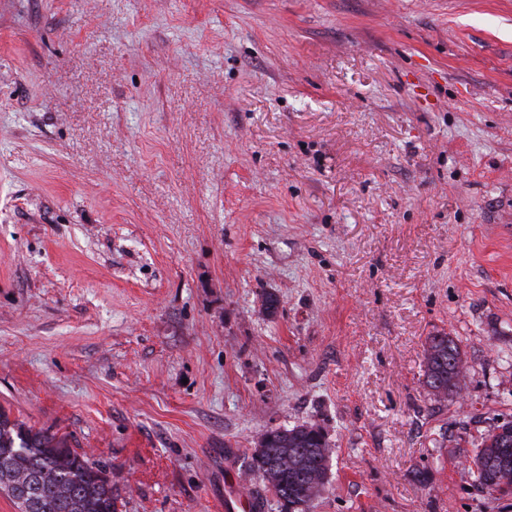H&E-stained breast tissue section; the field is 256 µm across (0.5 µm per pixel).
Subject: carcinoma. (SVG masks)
<instances>
[{
	"label": "carcinoma",
	"instance_id": "cac0c4a2",
	"mask_svg": "<svg viewBox=\"0 0 512 512\" xmlns=\"http://www.w3.org/2000/svg\"><path fill=\"white\" fill-rule=\"evenodd\" d=\"M425 383L436 399L461 395L468 376L459 343L446 333L430 336L424 350ZM332 448L315 424L262 432L249 470L258 473L288 512H312L326 486ZM20 479L41 475L28 486L36 512H115L112 484L101 468L70 448L63 437L10 419L0 409V459ZM476 481L492 492H512V419L488 430L469 462Z\"/></svg>",
	"mask_w": 512,
	"mask_h": 512
}]
</instances>
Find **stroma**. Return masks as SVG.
<instances>
[{
  "instance_id": "stroma-1",
  "label": "stroma",
  "mask_w": 512,
  "mask_h": 512,
  "mask_svg": "<svg viewBox=\"0 0 512 512\" xmlns=\"http://www.w3.org/2000/svg\"><path fill=\"white\" fill-rule=\"evenodd\" d=\"M0 407L115 512H285L304 422L314 512H512V0H0ZM425 383L435 399L459 397L468 376L467 359L459 343L447 333L428 336L424 350ZM469 467L481 487L497 494L512 492V419L488 430ZM315 424L262 432L249 470L258 473L289 512H311L326 486L332 448Z\"/></svg>"
}]
</instances>
